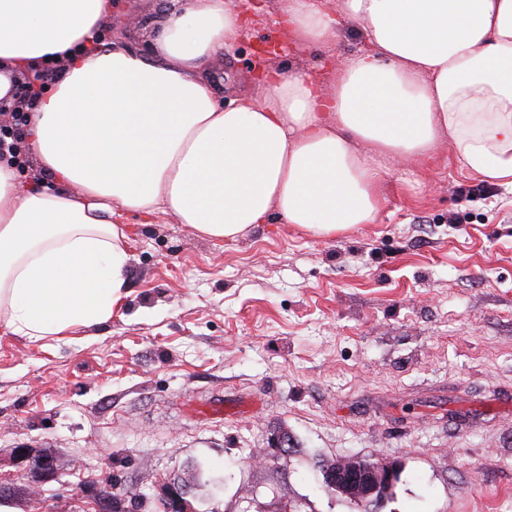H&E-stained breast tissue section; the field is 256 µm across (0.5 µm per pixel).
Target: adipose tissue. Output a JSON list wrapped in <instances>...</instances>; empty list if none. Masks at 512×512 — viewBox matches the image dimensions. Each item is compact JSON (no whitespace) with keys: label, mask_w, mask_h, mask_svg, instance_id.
<instances>
[{"label":"adipose tissue","mask_w":512,"mask_h":512,"mask_svg":"<svg viewBox=\"0 0 512 512\" xmlns=\"http://www.w3.org/2000/svg\"><path fill=\"white\" fill-rule=\"evenodd\" d=\"M112 0H0V97L39 61L63 63L32 101L53 186L0 161V325L41 339L123 309L128 225L164 215L234 240L277 214L330 237L377 219L395 166L444 141L461 168L512 188V0H278L298 49H334L343 25L370 47L340 57L332 90L271 68L259 95L221 105L208 62L247 20L226 0L167 12L152 55L97 40Z\"/></svg>","instance_id":"obj_1"}]
</instances>
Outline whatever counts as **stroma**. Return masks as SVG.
Wrapping results in <instances>:
<instances>
[{"label":"stroma","mask_w":512,"mask_h":512,"mask_svg":"<svg viewBox=\"0 0 512 512\" xmlns=\"http://www.w3.org/2000/svg\"><path fill=\"white\" fill-rule=\"evenodd\" d=\"M165 0H120L107 38L149 55ZM223 63L222 101L259 68L334 72L288 54L276 0ZM132 230L125 309L66 336L0 327V512H86L98 490L195 479L189 512H363L321 489L319 460H399L382 512H512V189L452 145L388 176L381 211L330 238L272 216L215 242L166 217ZM288 454L255 459L274 433ZM49 455L40 479L14 451Z\"/></svg>","instance_id":"35a3bbf8"}]
</instances>
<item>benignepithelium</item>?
<instances>
[{"mask_svg":"<svg viewBox=\"0 0 512 512\" xmlns=\"http://www.w3.org/2000/svg\"><path fill=\"white\" fill-rule=\"evenodd\" d=\"M42 90L41 76L30 73L23 79L14 81L11 93L0 99V134L9 133L11 120L9 116L24 111L23 105L32 96ZM292 446L285 434L277 433L270 438L269 448L263 451L264 456L288 452ZM16 456L22 463L42 479H49L56 473L52 460L32 457L27 448L16 449ZM323 482L328 491L338 494L366 508V512H381L382 507L392 496L396 484L400 480L402 464L398 461L374 462L362 458H348L333 464L324 461L319 465ZM188 485L175 481L168 487L166 503L170 512H187L185 496Z\"/></svg>","mask_w":512,"mask_h":512,"instance_id":"7a95c632","label":"benign epithelium"}]
</instances>
